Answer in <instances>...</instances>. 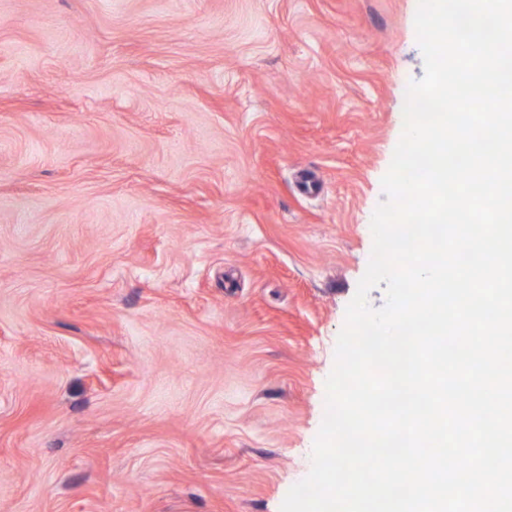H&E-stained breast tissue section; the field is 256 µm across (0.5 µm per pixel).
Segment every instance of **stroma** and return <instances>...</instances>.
<instances>
[{"instance_id":"35a3bbf8","label":"stroma","mask_w":512,"mask_h":512,"mask_svg":"<svg viewBox=\"0 0 512 512\" xmlns=\"http://www.w3.org/2000/svg\"><path fill=\"white\" fill-rule=\"evenodd\" d=\"M418 0H0V512H280Z\"/></svg>"}]
</instances>
